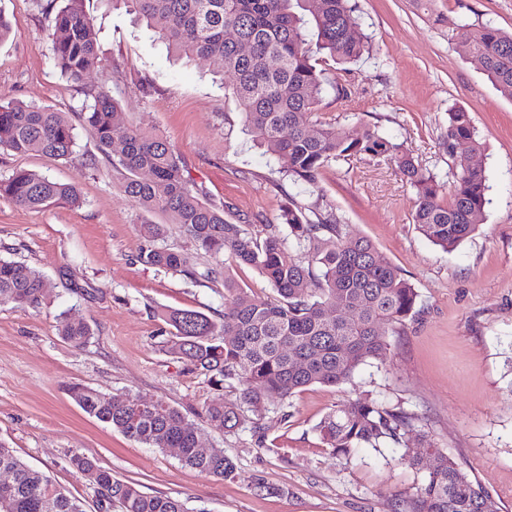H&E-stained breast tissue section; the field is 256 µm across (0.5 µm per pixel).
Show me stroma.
Here are the masks:
<instances>
[{
  "mask_svg": "<svg viewBox=\"0 0 512 512\" xmlns=\"http://www.w3.org/2000/svg\"><path fill=\"white\" fill-rule=\"evenodd\" d=\"M356 3L357 28L372 51L355 66L348 101L327 97L324 112L347 128L378 127L443 179L452 164L438 145L448 112H469L486 146L489 202L483 224L454 251L415 228L413 191L386 163L331 167L314 190L291 183L277 160L253 148L210 62L172 57L125 5L85 0L101 27L102 66L78 86L53 64L36 0H0L12 27L0 45V101L71 113L82 87L107 83L137 126L170 140L207 198L234 221L277 224L289 199L323 198L419 294L415 317L386 334L384 360L362 365L351 383L306 387L269 412L260 432H220L204 418L216 390L166 353L169 327L157 312L192 308L220 317L223 283L196 286L136 262L143 216L110 164L85 163L96 152L86 134L73 161L0 151V177L34 171L75 186L82 198L77 207L33 211L0 197V257L43 275L38 305L0 306V441L83 499L87 512H98L96 495L71 466L75 453L196 512H390L417 484L399 449L363 448L348 463L330 455L316 431L327 412L361 393L414 414L418 430L461 462L501 512H512V98L451 38L465 22L512 32V0ZM62 313L92 326L85 346L59 336ZM72 383L171 403L194 421L202 446L223 448L235 473L216 479L185 466L177 450L129 439L84 412L67 391ZM259 481L266 492L257 491Z\"/></svg>",
  "mask_w": 512,
  "mask_h": 512,
  "instance_id": "1",
  "label": "stroma"
}]
</instances>
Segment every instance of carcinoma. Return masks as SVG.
Returning a JSON list of instances; mask_svg holds the SVG:
<instances>
[{
    "instance_id": "obj_1",
    "label": "carcinoma",
    "mask_w": 512,
    "mask_h": 512,
    "mask_svg": "<svg viewBox=\"0 0 512 512\" xmlns=\"http://www.w3.org/2000/svg\"><path fill=\"white\" fill-rule=\"evenodd\" d=\"M85 0H47L42 20L51 40L55 68L79 85L101 67L98 29ZM179 56L210 61L214 73L229 72L230 94L242 109L254 145L283 164L293 183L318 187L323 171L359 157L393 164L414 189L412 222L434 245L452 251L483 223L487 204L485 147L470 113H448L443 145L453 158L451 191L443 195L437 175L402 144L376 127L357 132L336 128L322 116L328 92L347 100L354 79L350 65L370 52L367 37L353 31L352 0H122ZM454 38L465 42L489 81L512 98V33L490 23L464 24ZM336 65L327 78L320 63ZM78 117L102 158L121 175L120 191L136 207L162 214L210 257H197L164 244L163 224H140V264L204 285L224 280L228 298L217 322L192 308H165L157 317L172 327L165 351L207 378L217 391L229 386L235 401L218 397L204 408L208 424L222 432L253 424L270 411L274 398L286 402L314 384L338 386L357 369L387 354L384 334L403 327L415 313L417 291L374 244L353 234L322 198L305 206L291 199L280 224H239L210 202L185 169L181 155L162 135L128 122L105 85L84 90ZM467 145L463 159L455 147ZM0 150L55 160L78 156L75 127L64 112L23 101L0 103ZM0 195L41 210L52 204L78 206L75 186L43 174L16 170L0 178ZM261 273L277 298L254 299L228 273L223 260ZM42 274L27 264L0 258V306L39 302ZM59 335L76 347L93 336L90 324L59 318ZM68 391L89 415L128 438L164 451L179 449L181 461L199 472L224 478L235 466L222 448L203 453L195 424L161 400L143 402L102 393L82 384ZM415 417L355 396L328 412L316 426L330 453L351 462L360 448L392 445L400 460L421 474L415 493L395 503L394 512H499L490 493L462 466L438 451ZM69 462L95 490L99 512H204L179 498L143 491L112 477L82 454ZM0 470L12 473L0 485V512H85L83 503L47 473L21 461L0 442Z\"/></svg>"
}]
</instances>
